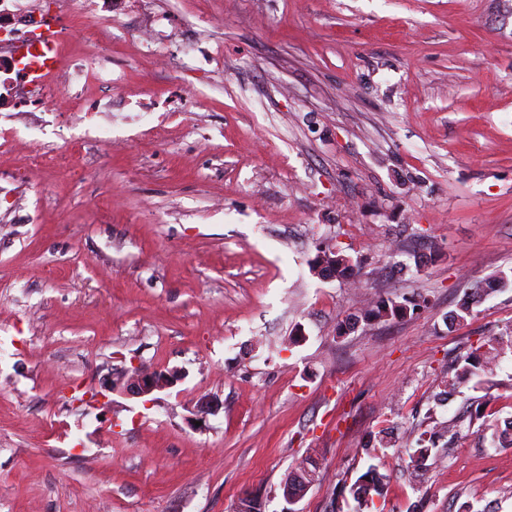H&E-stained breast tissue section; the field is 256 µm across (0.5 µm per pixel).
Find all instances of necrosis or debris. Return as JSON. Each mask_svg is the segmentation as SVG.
<instances>
[{"label":"necrosis or debris","instance_id":"1","mask_svg":"<svg viewBox=\"0 0 512 512\" xmlns=\"http://www.w3.org/2000/svg\"><path fill=\"white\" fill-rule=\"evenodd\" d=\"M58 0H0V111L18 112L36 106L74 113L87 84H112V46L100 43L98 28L87 31L96 52L83 59H65V38L55 46L53 71L33 73L24 49L36 48L49 22L56 17Z\"/></svg>","mask_w":512,"mask_h":512}]
</instances>
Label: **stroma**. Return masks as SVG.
<instances>
[{
	"mask_svg": "<svg viewBox=\"0 0 512 512\" xmlns=\"http://www.w3.org/2000/svg\"><path fill=\"white\" fill-rule=\"evenodd\" d=\"M504 0H126L96 125L5 112L57 154L0 156V512H331L377 464L371 512H512V352L455 392L456 361L512 333V10ZM159 32L143 45L139 29ZM164 54L170 68L154 66ZM112 136L121 151L101 154ZM192 157L193 167L182 164ZM358 260L359 290L315 274ZM426 296L359 323L364 298ZM135 366L174 387L111 392ZM218 409L191 421L200 397ZM472 415L412 481L422 432ZM398 423L377 460L369 434ZM315 266H319L321 272H324L328 277L339 280L351 287H355L358 283L354 273V263L352 258L341 253L339 249L326 247L320 250L315 257ZM485 287L483 285H475L464 294L460 303L458 304L457 311H454L450 317L453 321H464L468 316L473 315V308L479 305L485 295Z\"/></svg>",
	"mask_w": 512,
	"mask_h": 512,
	"instance_id": "1",
	"label": "stroma"
}]
</instances>
